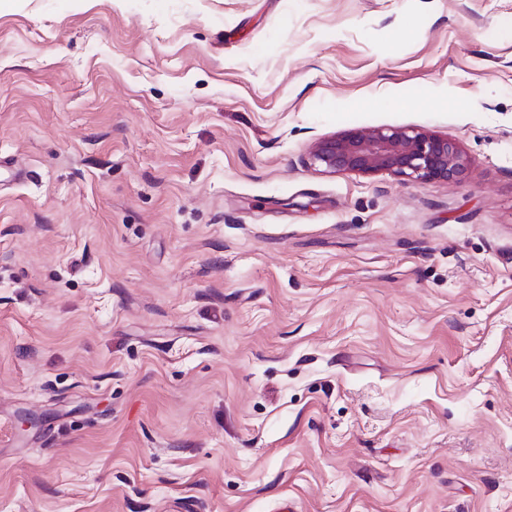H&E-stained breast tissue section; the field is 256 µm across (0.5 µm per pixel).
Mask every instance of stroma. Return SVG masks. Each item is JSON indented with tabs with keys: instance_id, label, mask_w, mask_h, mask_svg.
<instances>
[{
	"instance_id": "1",
	"label": "stroma",
	"mask_w": 512,
	"mask_h": 512,
	"mask_svg": "<svg viewBox=\"0 0 512 512\" xmlns=\"http://www.w3.org/2000/svg\"><path fill=\"white\" fill-rule=\"evenodd\" d=\"M286 503L512 512V0H0V512ZM310 154L312 163L324 172H385L421 182L453 180L470 163L455 140L406 128L333 135L316 142Z\"/></svg>"
}]
</instances>
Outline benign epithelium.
Wrapping results in <instances>:
<instances>
[{
  "label": "benign epithelium",
  "instance_id": "7a95c632",
  "mask_svg": "<svg viewBox=\"0 0 512 512\" xmlns=\"http://www.w3.org/2000/svg\"><path fill=\"white\" fill-rule=\"evenodd\" d=\"M311 160L328 173L385 172L421 182L453 180L470 163L456 141L406 128L353 130L323 138L312 147Z\"/></svg>",
  "mask_w": 512,
  "mask_h": 512
}]
</instances>
